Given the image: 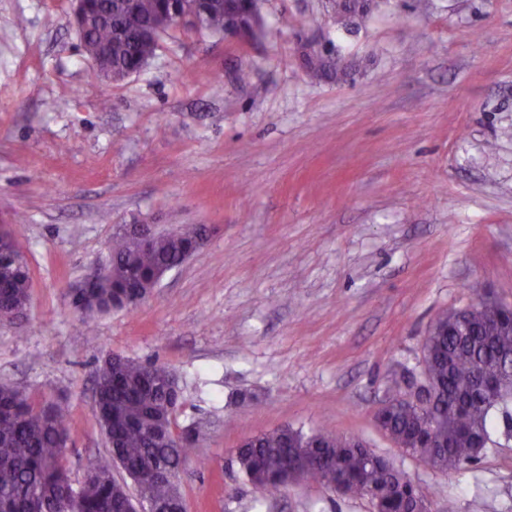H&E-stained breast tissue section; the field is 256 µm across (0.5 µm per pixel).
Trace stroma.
I'll list each match as a JSON object with an SVG mask.
<instances>
[{
	"label": "stroma",
	"mask_w": 512,
	"mask_h": 512,
	"mask_svg": "<svg viewBox=\"0 0 512 512\" xmlns=\"http://www.w3.org/2000/svg\"><path fill=\"white\" fill-rule=\"evenodd\" d=\"M260 7L279 37L178 30L113 82L71 0H0V234L31 278L0 384L68 402L76 482L107 448L100 360L173 368L174 426L200 428L186 512H374L246 481L235 448L285 425L363 438L431 512H512V442L441 472L375 419L438 315L512 305V0H371L346 25L328 0ZM123 224L211 234L135 308L85 318L70 290Z\"/></svg>",
	"instance_id": "obj_1"
}]
</instances>
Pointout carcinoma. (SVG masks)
Instances as JSON below:
<instances>
[{
  "label": "carcinoma",
  "mask_w": 512,
  "mask_h": 512,
  "mask_svg": "<svg viewBox=\"0 0 512 512\" xmlns=\"http://www.w3.org/2000/svg\"><path fill=\"white\" fill-rule=\"evenodd\" d=\"M336 16L365 14L368 0H331ZM195 17L200 30L223 33L242 29L251 36L269 34L258 0H138L134 10L123 0H96V15L82 37L86 56L112 54V75L126 73L151 59L161 38L172 30L164 11ZM204 231L194 225L178 235H157L144 244L119 233L109 245L108 274L95 287L73 292L87 317L128 307V285H152L155 274L199 250ZM25 263L0 269V305L24 310L30 298ZM424 363L434 382L433 403L420 408L394 404L384 423L393 443L410 448L440 471L474 464L498 444L497 420L512 418V308L481 304L440 315L426 337ZM498 380L490 394L486 377ZM96 395L104 410L106 453L89 460L82 481L72 484L65 448L71 435L68 407L39 405L16 388L0 385V512H125L128 491L112 473L120 457L131 474L178 467L195 450V429L185 437L172 433V416L181 399L177 374L164 364L106 357L97 369ZM240 470L254 486L274 492L283 486V466H300L303 477L322 484L336 475L349 492L378 497V512H408L421 493L383 455L354 446L348 437L324 428L309 434L289 426L262 433L237 450ZM141 495L165 506L178 489L153 478Z\"/></svg>",
  "instance_id": "cac0c4a2"
}]
</instances>
